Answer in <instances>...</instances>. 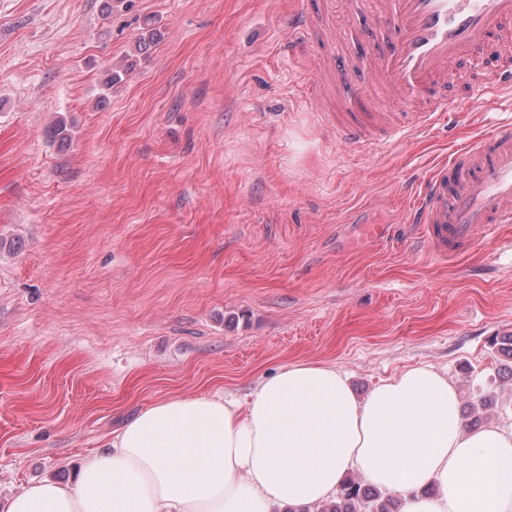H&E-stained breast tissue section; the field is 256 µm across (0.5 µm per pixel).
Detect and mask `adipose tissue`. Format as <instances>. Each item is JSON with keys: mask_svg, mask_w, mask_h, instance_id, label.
I'll return each instance as SVG.
<instances>
[{"mask_svg": "<svg viewBox=\"0 0 512 512\" xmlns=\"http://www.w3.org/2000/svg\"><path fill=\"white\" fill-rule=\"evenodd\" d=\"M353 472L402 512H512V426L463 428L456 385L429 365L361 400L335 366L293 362L243 403H153L73 481L24 485L6 512H273L330 500Z\"/></svg>", "mask_w": 512, "mask_h": 512, "instance_id": "ef3b65f1", "label": "adipose tissue"}]
</instances>
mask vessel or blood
Wrapping results in <instances>:
<instances>
[{"instance_id":"vessel-or-blood-1","label":"vessel or blood","mask_w":512,"mask_h":512,"mask_svg":"<svg viewBox=\"0 0 512 512\" xmlns=\"http://www.w3.org/2000/svg\"><path fill=\"white\" fill-rule=\"evenodd\" d=\"M368 21L382 34L386 49L370 55L314 59L310 97L322 102L358 71H371L389 89L395 103H415L380 127L368 121L378 106L369 89L354 92L359 109L336 128L350 144H391L443 120L448 103L441 86L453 82L454 64L475 62L477 77L464 101L482 111L489 99L512 102V0H374ZM333 33L310 13L288 21L284 50L289 58L311 45L333 42ZM408 223L419 228L438 256L470 249L479 237L512 224V119L493 124L483 136L469 139L451 161L433 167L412 192Z\"/></svg>"}]
</instances>
